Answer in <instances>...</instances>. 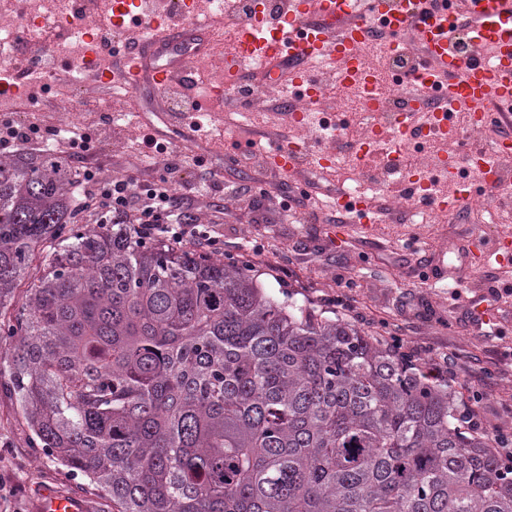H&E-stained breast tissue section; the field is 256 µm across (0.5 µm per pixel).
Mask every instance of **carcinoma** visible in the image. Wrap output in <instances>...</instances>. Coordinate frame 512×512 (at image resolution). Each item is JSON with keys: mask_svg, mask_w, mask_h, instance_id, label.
<instances>
[{"mask_svg": "<svg viewBox=\"0 0 512 512\" xmlns=\"http://www.w3.org/2000/svg\"><path fill=\"white\" fill-rule=\"evenodd\" d=\"M79 177L0 159V393L77 490L114 512H512V464L448 380L234 257L83 223Z\"/></svg>", "mask_w": 512, "mask_h": 512, "instance_id": "1", "label": "carcinoma"}]
</instances>
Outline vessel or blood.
Returning <instances> with one entry per match:
<instances>
[{
	"label": "vessel or blood",
	"mask_w": 512,
	"mask_h": 512,
	"mask_svg": "<svg viewBox=\"0 0 512 512\" xmlns=\"http://www.w3.org/2000/svg\"><path fill=\"white\" fill-rule=\"evenodd\" d=\"M112 26L137 29V37L124 46L114 71L91 67L86 81H116L134 94L151 89L159 120L167 126H184L182 113L163 111L160 97L170 87L191 82V60L211 54V28L157 10L152 0H112ZM375 26L393 35L394 49H413L420 64L407 78L411 92L391 140L426 131L448 136L456 129L455 111L463 106L470 109L472 125L481 129L494 114L512 113V0H284L276 13L253 12L238 27L236 49L224 59V85L235 87L238 77L251 71L248 59L255 58L270 83L288 81L295 96L317 100L322 88L308 67L318 61L331 74L371 94L372 75L357 48ZM462 35L473 48L472 58L459 52ZM301 151L298 143L278 137L264 162L288 173L294 171ZM511 152L512 138L502 136L481 153L475 172L484 194H498L504 181L497 158ZM448 178L457 185L454 194L443 197L431 191V184ZM405 180L410 202L418 208L432 206L453 214L470 200L461 166L445 158L409 169ZM336 205L358 222L376 219L366 200L340 194ZM466 251L474 265L491 260L512 263V242L503 239L492 242L479 234ZM88 510L86 501L57 491L44 492L39 501V512Z\"/></svg>",
	"instance_id": "vessel-or-blood-1"
}]
</instances>
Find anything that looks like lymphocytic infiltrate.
Instances as JSON below:
<instances>
[{"label": "lymphocytic infiltrate", "instance_id": "lymphocytic-infiltrate-1", "mask_svg": "<svg viewBox=\"0 0 512 512\" xmlns=\"http://www.w3.org/2000/svg\"><path fill=\"white\" fill-rule=\"evenodd\" d=\"M62 144L71 156L86 160L81 179V194L99 224H128L140 237L162 236L174 243L191 240L193 244L216 248L219 239L209 229L199 228L196 212L201 201L218 190V183L205 179L195 191L180 194L174 189L180 166L171 161L168 142L146 138L145 144L154 156H166L162 168L142 178L135 174L102 177L98 167L88 159L96 150V135L88 128L72 129L62 137Z\"/></svg>", "mask_w": 512, "mask_h": 512}]
</instances>
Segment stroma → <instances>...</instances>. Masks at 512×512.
Masks as SVG:
<instances>
[{"mask_svg":"<svg viewBox=\"0 0 512 512\" xmlns=\"http://www.w3.org/2000/svg\"><path fill=\"white\" fill-rule=\"evenodd\" d=\"M112 87L84 88L87 123L98 133L95 162L107 176L133 170V157L154 114L139 118L135 96L113 98ZM68 99L57 89H27L25 95L0 105V118L30 120L54 127L64 116ZM252 125L226 134L224 122L209 121L197 138L193 156L181 147L182 131L162 128L180 157L179 192H187L205 177L215 182L250 187L247 196L225 195L223 213L201 204L197 218L224 242V252H253L254 272L271 291L286 289L301 304L364 324L381 340L399 344L429 364L452 368L453 386L462 402L476 409L487 434L512 435V266L491 263L466 268L465 247L478 233L512 237V191L502 194L495 218L470 204L455 215L429 211L423 224L398 223L394 211L381 212L376 222L343 229L314 207L312 197H324L350 180L343 169L316 170L300 163L285 174L261 159H246L250 141L268 146L270 136L287 131L290 119L265 107L250 106ZM121 111L128 122L118 128L105 115ZM295 209L281 215V202ZM440 263L465 269L455 289L433 282ZM489 304L486 322L474 313L476 298ZM492 335H484V327ZM37 451L18 404L0 394V489L8 491L6 512H37L40 494L53 489L73 494L76 481L66 469L50 462L33 467Z\"/></svg>","mask_w":512,"mask_h":512,"instance_id":"obj_1","label":"stroma"}]
</instances>
